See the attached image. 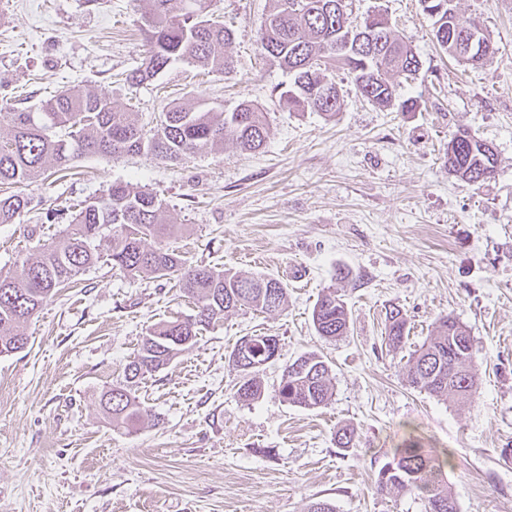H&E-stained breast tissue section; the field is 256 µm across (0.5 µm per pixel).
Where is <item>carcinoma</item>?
Instances as JSON below:
<instances>
[{"instance_id": "obj_1", "label": "carcinoma", "mask_w": 512, "mask_h": 512, "mask_svg": "<svg viewBox=\"0 0 512 512\" xmlns=\"http://www.w3.org/2000/svg\"><path fill=\"white\" fill-rule=\"evenodd\" d=\"M148 36L145 55L129 75L138 83L151 81L176 60L211 72L232 68L225 48L232 30L209 14L208 0H138ZM260 23L261 47L267 57L291 77L282 92L288 107L297 112L334 116L341 109L336 83L325 72L341 69L353 88L372 105L386 110L394 105L400 80L413 79L420 69L416 51L382 13L352 20L347 0H270ZM433 19V38L448 55L463 65L481 68L495 52L480 22L465 17L456 0H422ZM0 186H28L49 168L65 169L82 155L118 159L129 153H149L177 161L232 141L242 150L263 148L268 134L265 112L251 102L233 111L204 110L173 105L159 113L153 127L112 106V101L90 90L68 88L45 99L39 110L0 111ZM448 171L472 183L494 177L497 159L492 147L463 129L448 141ZM31 198L19 192H0V224H11ZM177 225L165 218L161 199L128 183L112 184L103 201L81 202L72 207L71 221L58 240L40 245L13 269L0 270V355L25 349L29 338L22 331L27 322L57 292L107 258L112 267L131 279H178L181 291L193 299L197 312L185 319L162 321L152 327L123 369V380L104 390L99 405L116 428L134 427L148 415L136 392L146 377L189 350L200 331L242 307L262 313L283 309L287 287L271 275L244 276L189 262L180 252L147 241L173 238ZM108 242L102 255L98 242ZM317 334L334 340L347 335L348 309L343 299L321 296L312 311ZM409 338L401 310L386 314L385 344L401 351ZM247 370L240 349L229 360L239 371L236 396L243 401L260 397V363L279 348L275 336H255ZM482 367L466 327L448 314L438 320L432 336L406 361L408 385L432 397L460 402L473 399ZM330 368L322 356L310 353L286 362L279 394L282 401L307 410L328 404L333 397ZM453 453L436 448L409 433L395 448L377 475L380 492L418 491L427 512H458L444 481V469Z\"/></svg>"}]
</instances>
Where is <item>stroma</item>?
<instances>
[{
  "label": "stroma",
  "instance_id": "35a3bbf8",
  "mask_svg": "<svg viewBox=\"0 0 512 512\" xmlns=\"http://www.w3.org/2000/svg\"><path fill=\"white\" fill-rule=\"evenodd\" d=\"M480 17L496 54L473 69L432 43L420 0H351L354 17L385 13L418 53L402 84L409 110H380L333 71L335 117L289 111L288 75L265 59L268 0H212L234 31L227 73L174 61L153 82L127 84L145 50L136 0H0V106H37L79 85L140 122L168 106L266 114L254 153L225 143L177 162L147 153L82 156L69 176L26 187L28 211L0 224V268L22 262L70 221L68 207L124 182L156 193L178 226L171 247L193 263L288 286L282 311L226 313L143 381L149 410L133 429L112 427L98 398L153 325L193 315L176 280H132L99 262L24 326L28 346L0 356V512H426L417 493L380 494L375 480L411 427L451 449L445 479L459 512H512V0H457ZM470 129L497 156L479 184L449 172L450 138ZM349 310L347 336L328 341L311 312L328 291ZM404 313L407 350L440 316L469 330L483 362L465 404L410 388L401 353L385 346V313ZM278 337L280 359L259 399L239 400L228 360L245 336ZM332 367L334 395L306 410L284 403L285 361L306 353ZM357 432L337 447L339 428Z\"/></svg>",
  "mask_w": 512,
  "mask_h": 512
}]
</instances>
